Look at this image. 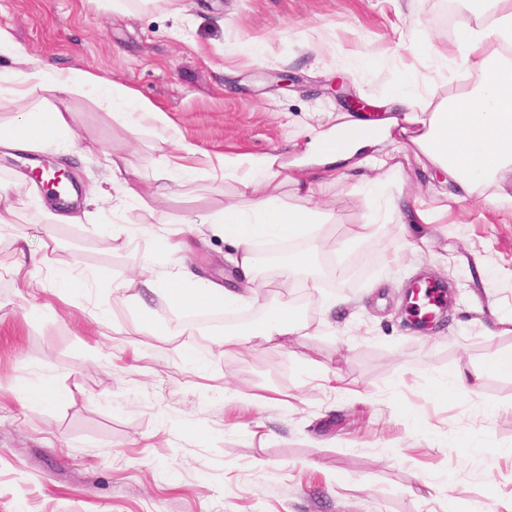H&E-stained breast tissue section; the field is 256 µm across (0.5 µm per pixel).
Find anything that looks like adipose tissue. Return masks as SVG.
I'll use <instances>...</instances> for the list:
<instances>
[{"mask_svg":"<svg viewBox=\"0 0 512 512\" xmlns=\"http://www.w3.org/2000/svg\"><path fill=\"white\" fill-rule=\"evenodd\" d=\"M469 3L468 16L459 22L466 39L464 60L440 55L433 61L441 75L464 63L466 70L477 76L468 90L422 109L418 106L420 86L414 77H406L392 90L397 107L391 115L374 120L361 113L333 127L316 122L310 126V139L296 162L284 163L273 153L247 159L239 183L251 197L248 208L229 204L220 211L196 215V223L215 225L224 239L238 244L233 262L242 275H250L260 266L257 245L263 241L303 239L308 243L307 248L292 252L281 272V288H291L294 275L308 273L315 264L317 242L330 218L317 209L284 205L271 193L282 183L308 198L317 184L356 176L354 189L360 197L357 230L336 242L328 253L341 277L346 274L351 251L382 225L443 224L453 205L472 198L495 209L512 205V194L504 190L505 183L512 180V56L505 53L512 47V0ZM484 12L489 15L486 23H471V15ZM98 84V77L81 69L62 71L41 63L25 71L21 83L0 84V110L13 113L8 123L0 125V148L15 153L70 149L75 130L68 102L87 95ZM35 87L51 93L52 98L44 106L30 109L25 102ZM108 92L113 104L125 106L137 121H151L154 129L166 133L174 145L168 170L184 176L194 173V146L173 130L160 110L122 84L111 83ZM398 154L426 161L445 175L449 189L442 192L438 205L427 207L405 195L400 167L393 162ZM140 286L135 298L146 327L153 324L152 297L201 312L245 299L247 291L243 284L227 288L203 281L184 267L162 272L144 268ZM306 328L296 310L284 304L244 331L225 335L224 342L242 345L260 339L285 344Z\"/></svg>","mask_w":512,"mask_h":512,"instance_id":"ef3b65f1","label":"adipose tissue"}]
</instances>
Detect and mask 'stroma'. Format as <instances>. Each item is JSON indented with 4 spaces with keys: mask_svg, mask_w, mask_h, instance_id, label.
I'll return each mask as SVG.
<instances>
[{
    "mask_svg": "<svg viewBox=\"0 0 512 512\" xmlns=\"http://www.w3.org/2000/svg\"><path fill=\"white\" fill-rule=\"evenodd\" d=\"M0 0V29L14 43L0 78L19 82L30 63L79 68L102 85L122 83L164 112L197 150L190 178L156 172L163 151L146 126L132 130L105 97L70 101L78 153H0V262L20 246L46 250L53 266L86 279L67 298L0 276V512H512V378L485 373L512 350V332L486 298L512 302V213L470 200L444 224L378 228L355 252L362 266L346 301L327 309L330 274L318 265L305 292L304 336L286 348L260 340L227 348L217 328L170 333L181 312L163 299L144 327L131 295L147 262L167 270L160 224L195 212L248 206L240 174L213 179L217 156H300L315 112L340 123L352 93L389 111L390 92L414 71L423 94L443 99L474 81L440 77L431 53H456L467 0ZM409 42L413 52L399 49ZM121 154L147 203L127 200L99 164ZM68 169L80 198L95 189L82 224H56L47 190L20 174L44 163ZM294 208L333 214L322 234L340 241L356 224L352 180L313 196L290 186ZM189 265L226 283L236 247L195 224ZM446 287L442 318L416 330L405 290L419 275ZM341 377L316 386L308 363ZM479 373L477 390L434 384ZM54 377L67 399L27 406L21 383Z\"/></svg>",
    "mask_w": 512,
    "mask_h": 512,
    "instance_id": "obj_1",
    "label": "stroma"
}]
</instances>
